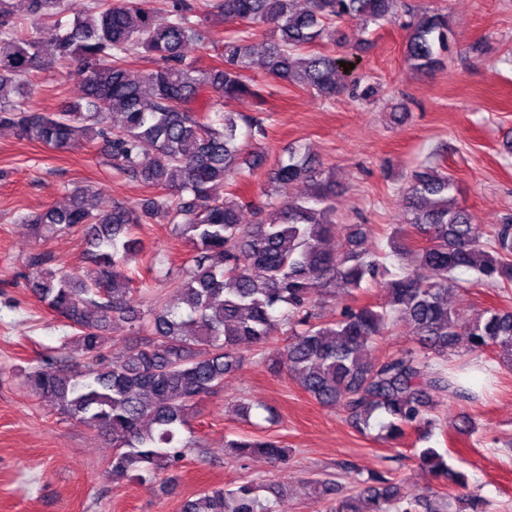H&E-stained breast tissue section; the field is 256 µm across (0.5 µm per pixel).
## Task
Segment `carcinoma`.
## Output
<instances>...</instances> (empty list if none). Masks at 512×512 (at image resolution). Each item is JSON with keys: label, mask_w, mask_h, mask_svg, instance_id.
<instances>
[{"label": "carcinoma", "mask_w": 512, "mask_h": 512, "mask_svg": "<svg viewBox=\"0 0 512 512\" xmlns=\"http://www.w3.org/2000/svg\"><path fill=\"white\" fill-rule=\"evenodd\" d=\"M62 4L26 0L31 24L23 32L12 0H0V126L60 151L96 142L117 173L167 191L138 209L114 203L105 210L95 191L76 186L67 204L22 219L38 237L80 228L91 256V266L78 273L52 268L45 254L34 257L30 291L65 320L72 336L59 356L28 372L25 383L38 399L112 443V480L174 485L166 474L188 449L180 432L197 401L224 388V377L241 366L243 345L268 350L270 370L296 373L319 404L343 405L358 431L378 423L379 438L390 443L436 426V406L448 397L473 398L430 354L446 358L463 346L512 362L511 308H490L462 322L447 303L469 271L479 285L512 286V214L482 242L484 231L451 196L454 181L436 163L406 177L410 227L427 243L413 248L405 230L392 231L387 247L408 261L399 274L361 249L363 224L350 225L336 250L323 247L337 232L336 180L306 153L291 150L277 163L278 188L257 205L236 192L217 193L266 162L264 153L245 154L239 143L245 134L263 135L262 121L220 111L225 102L263 98L262 86L246 75L252 64L334 101L347 87L343 57L309 48L347 43L338 24L356 19L364 33L372 23L400 18L407 60L416 70H431L442 64L454 36L447 14L405 0H307L303 9L295 0H212L211 16L233 29L212 40L217 64L203 70L184 48L207 39L208 16L188 0H168L163 14L144 0H90L84 14L66 22ZM256 25L265 27L264 37L256 36ZM47 45L51 61L75 64L82 83V96L52 113L27 107L34 87L26 76L45 64ZM134 53L149 63L136 77L125 66ZM203 98L214 115L192 108ZM298 181L310 187L307 196H282ZM248 206L253 224L241 220ZM154 221L172 226L193 256L177 282V303L145 310L137 294L151 283L135 281L128 264L143 249L134 229ZM416 267L430 276L420 278ZM379 276L387 293L381 310L347 305L335 320L318 321L316 303L335 287L358 289L365 278ZM114 320L128 324L139 344L111 353L102 332ZM398 323L408 325L419 349L368 360V349ZM280 333L288 343L270 348ZM227 447L239 460L260 454L279 464L288 457L274 440L245 436ZM419 461L448 482V492L409 494L401 483L372 474L326 512H486L487 501L469 489L467 475L448 467L436 449H422ZM258 492L252 482L215 488L184 499L180 512H274Z\"/></svg>", "instance_id": "carcinoma-1"}]
</instances>
